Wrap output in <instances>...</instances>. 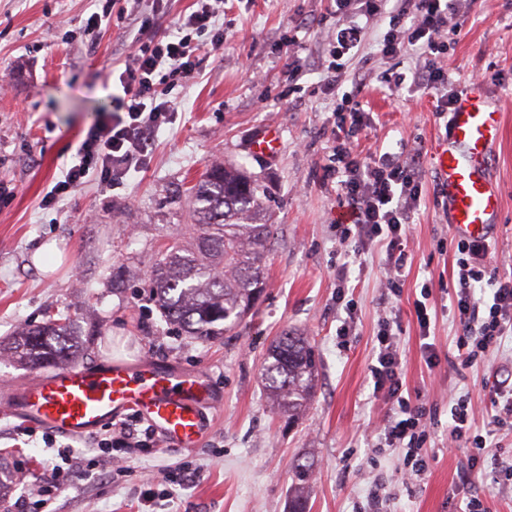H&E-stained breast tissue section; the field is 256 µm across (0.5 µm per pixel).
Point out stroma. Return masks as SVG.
<instances>
[{
    "label": "stroma",
    "instance_id": "obj_1",
    "mask_svg": "<svg viewBox=\"0 0 512 512\" xmlns=\"http://www.w3.org/2000/svg\"><path fill=\"white\" fill-rule=\"evenodd\" d=\"M119 17L98 30L86 20L92 0H0V70L12 86L0 93V342L48 318H77V364L114 360L136 365L141 355L204 374L223 398L208 410V431L195 448L155 442L141 449L134 471L102 474L103 454L91 438L78 441L80 471L55 499L54 512H288L294 493L292 466L310 464L309 512H357L375 484L390 494L385 512H459L455 494L464 451L448 445V393H470L488 402L486 383L497 360L463 365L458 329L445 306L454 263L455 233L441 207L433 165H426L420 204L408 227L409 274L393 302L401 327L398 344L403 381L414 401L436 407L432 461L425 479L405 483L397 452L374 450L369 428L386 406L372 395L380 288L385 254L372 248L363 267H346L334 221L341 199L324 175L336 144L333 112L340 99L325 87L321 60L330 0H235L224 15V46L200 56L196 79L168 90L174 118L157 132L147 161L124 182L107 185L97 175L55 206L42 198L71 163L87 128L111 113L119 87L113 66L125 59L129 33L151 12L150 0H117ZM462 26L449 34L442 65L450 89L465 91L472 76L501 114L502 134L492 148L490 173L501 195L491 264L512 274V0H474L460 9ZM387 30L374 19L363 47L344 70L386 74L364 88L366 113L359 134L363 155L399 152L418 135L426 148L444 140L434 92L395 86L389 74L412 75L415 56L390 59L380 52ZM298 38L293 56L279 46ZM302 66L298 84L288 64ZM281 137L276 157L249 146L267 127ZM244 166L267 187L277 226L266 258L267 286L242 327L214 342L178 333L151 299L148 274L166 242L186 237L190 200L185 192L213 163ZM57 241L60 266L42 276L33 252ZM345 278H338V269ZM430 288L436 317L422 338L414 301ZM352 300L356 315L341 335L337 293ZM287 330L308 336L318 359V385L308 411L288 420L275 409L262 367L271 341ZM439 353L428 367L423 341ZM22 423L0 418V512H32V488L49 476L51 452L36 430L34 444L17 433ZM187 465L200 472L190 485L163 500L162 477Z\"/></svg>",
    "mask_w": 512,
    "mask_h": 512
}]
</instances>
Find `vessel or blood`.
Segmentation results:
<instances>
[{"label":"vessel or blood","instance_id":"b4317fda","mask_svg":"<svg viewBox=\"0 0 512 512\" xmlns=\"http://www.w3.org/2000/svg\"><path fill=\"white\" fill-rule=\"evenodd\" d=\"M448 127L447 141L433 147L448 222L460 236H488L500 212L488 155L501 135V115L473 91L456 100ZM279 148L273 128L251 143L254 153L266 157L277 155ZM215 403L202 375L161 367L145 356L133 369L112 363L77 365L33 377L0 402V413L83 438L133 409L154 426L164 446L188 449L200 444L206 432L203 410Z\"/></svg>","mask_w":512,"mask_h":512}]
</instances>
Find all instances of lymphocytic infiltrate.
Returning <instances> with one entry per match:
<instances>
[{
  "mask_svg": "<svg viewBox=\"0 0 512 512\" xmlns=\"http://www.w3.org/2000/svg\"><path fill=\"white\" fill-rule=\"evenodd\" d=\"M224 0H194L193 10L180 19L175 35L161 34L153 21L142 22L130 35L129 59L116 80L122 94L115 97L111 116L92 125L81 140L72 165L43 197L51 204L80 187L98 173L109 184L123 181L147 156L153 133L170 123L173 114L153 83L165 71L174 81L194 76L199 64L195 37L210 33V47L224 45L219 20ZM383 16L388 29L380 43L383 55L394 58L411 53L424 61L412 79L415 87L439 92L437 113L450 112L456 93L448 92V73L441 64L448 53V27L457 16L455 0H368L365 11L350 14L327 31L328 55L325 81L336 90L345 56L359 52L369 33V21ZM366 83L355 78L336 107V177L352 221L337 224L336 235L346 244L350 264H362L371 247L384 248L386 281L381 294L389 301L399 297L407 264L406 226L419 204L418 185L426 150L423 141L404 142L401 152L384 153L379 159L362 158L354 148L362 129V109L357 99ZM490 239L458 241L452 272L451 309L459 335L456 346L467 366H474L512 335V275L499 274L490 263ZM486 298H478V291ZM391 316H383L377 333L376 362L370 367L374 393L383 395L388 415L378 431L385 447L400 453V468L410 480H423L430 467L427 445L431 433L425 407L412 404L403 393L399 373L401 354ZM490 417L477 424L469 394L451 393L448 401V441L466 451L460 481L469 484L482 471L492 474L493 488L512 495V454L501 451L496 437L512 434V372L494 380L490 389Z\"/></svg>",
  "mask_w": 512,
  "mask_h": 512,
  "instance_id": "1",
  "label": "lymphocytic infiltrate"
}]
</instances>
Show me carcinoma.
<instances>
[{
  "label": "carcinoma",
  "mask_w": 512,
  "mask_h": 512,
  "mask_svg": "<svg viewBox=\"0 0 512 512\" xmlns=\"http://www.w3.org/2000/svg\"><path fill=\"white\" fill-rule=\"evenodd\" d=\"M195 225L186 239L169 243L150 270L152 300L169 323L194 339H220L242 324L263 288L271 224L264 192L247 172L215 165L188 189ZM74 320L49 319L17 334L11 357L32 368L73 363ZM267 389L288 419L299 418L314 395L318 365L307 337L289 331L264 363ZM297 490L290 512H306L312 470L293 465Z\"/></svg>",
  "instance_id": "carcinoma-1"
}]
</instances>
